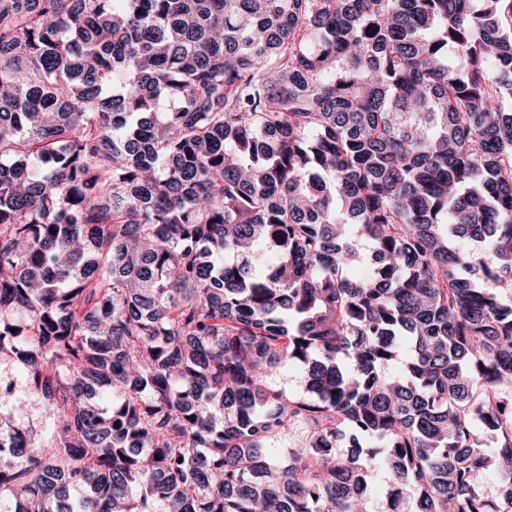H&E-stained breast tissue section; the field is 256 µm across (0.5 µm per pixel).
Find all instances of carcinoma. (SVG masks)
Returning a JSON list of instances; mask_svg holds the SVG:
<instances>
[{"mask_svg":"<svg viewBox=\"0 0 512 512\" xmlns=\"http://www.w3.org/2000/svg\"><path fill=\"white\" fill-rule=\"evenodd\" d=\"M508 98L512 0H0V499L512 512ZM0 378L16 383V396L19 398L15 408L0 409V421L2 417L22 427H30L38 447H47L52 444L53 424L46 413L43 399L27 386L23 380L22 369L8 354H0ZM273 385L283 390L287 397L301 399L306 397L302 372L294 366H286L281 374L274 378Z\"/></svg>","mask_w":512,"mask_h":512,"instance_id":"cac0c4a2","label":"carcinoma"}]
</instances>
